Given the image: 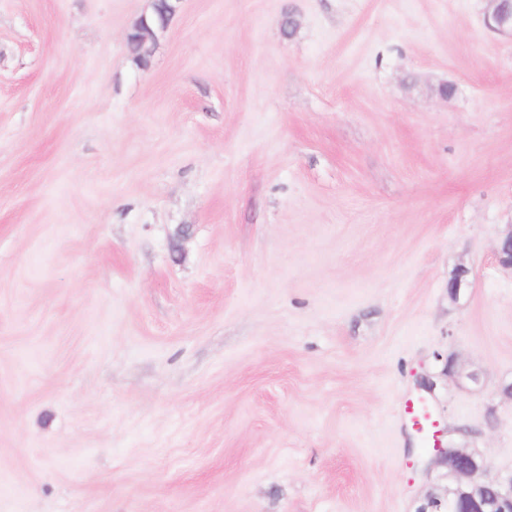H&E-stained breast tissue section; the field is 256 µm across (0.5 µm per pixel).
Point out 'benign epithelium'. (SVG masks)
Here are the masks:
<instances>
[{"instance_id": "1", "label": "benign epithelium", "mask_w": 512, "mask_h": 512, "mask_svg": "<svg viewBox=\"0 0 512 512\" xmlns=\"http://www.w3.org/2000/svg\"><path fill=\"white\" fill-rule=\"evenodd\" d=\"M486 24L498 32H512V0H491ZM126 36L146 47L154 39V30L139 20ZM495 253L500 265L512 268V231L497 241ZM428 462L432 467H447L455 481L448 485L445 498L431 496L416 512H512V475L481 478L489 464L476 451L460 448L452 438L443 440L437 435Z\"/></svg>"}]
</instances>
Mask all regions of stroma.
Wrapping results in <instances>:
<instances>
[{
    "label": "stroma",
    "mask_w": 512,
    "mask_h": 512,
    "mask_svg": "<svg viewBox=\"0 0 512 512\" xmlns=\"http://www.w3.org/2000/svg\"><path fill=\"white\" fill-rule=\"evenodd\" d=\"M151 4L0 0V512H416L421 396L512 473L490 0H179L141 70Z\"/></svg>",
    "instance_id": "35a3bbf8"
}]
</instances>
